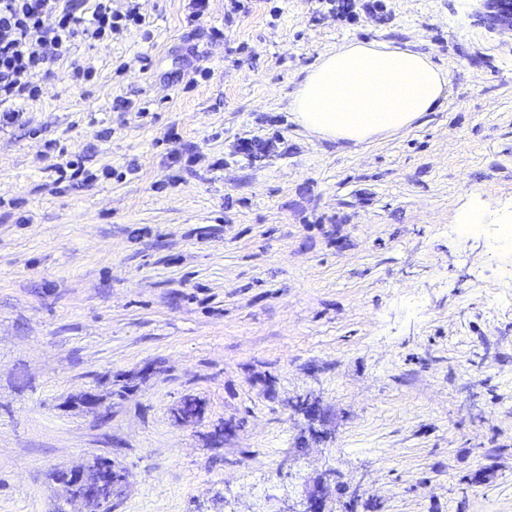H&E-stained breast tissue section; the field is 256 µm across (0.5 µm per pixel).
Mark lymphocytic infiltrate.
Returning <instances> with one entry per match:
<instances>
[{
  "label": "lymphocytic infiltrate",
  "instance_id": "1",
  "mask_svg": "<svg viewBox=\"0 0 512 512\" xmlns=\"http://www.w3.org/2000/svg\"><path fill=\"white\" fill-rule=\"evenodd\" d=\"M144 23L136 0H0V124L19 120L49 63L77 42L103 43Z\"/></svg>",
  "mask_w": 512,
  "mask_h": 512
}]
</instances>
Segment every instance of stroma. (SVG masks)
Masks as SVG:
<instances>
[{"instance_id":"stroma-1","label":"stroma","mask_w":512,"mask_h":512,"mask_svg":"<svg viewBox=\"0 0 512 512\" xmlns=\"http://www.w3.org/2000/svg\"><path fill=\"white\" fill-rule=\"evenodd\" d=\"M138 4L0 125V512H73L51 474L95 457L101 512H512V32L483 0ZM364 41L442 66L443 109L305 131L297 84Z\"/></svg>"}]
</instances>
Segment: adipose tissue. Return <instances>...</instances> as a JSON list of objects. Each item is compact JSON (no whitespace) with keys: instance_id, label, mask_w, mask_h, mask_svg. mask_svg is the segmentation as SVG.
Masks as SVG:
<instances>
[{"instance_id":"ef3b65f1","label":"adipose tissue","mask_w":512,"mask_h":512,"mask_svg":"<svg viewBox=\"0 0 512 512\" xmlns=\"http://www.w3.org/2000/svg\"><path fill=\"white\" fill-rule=\"evenodd\" d=\"M443 68L386 43H350L323 56L291 95L296 122L336 142L362 143L413 126L446 99Z\"/></svg>"}]
</instances>
